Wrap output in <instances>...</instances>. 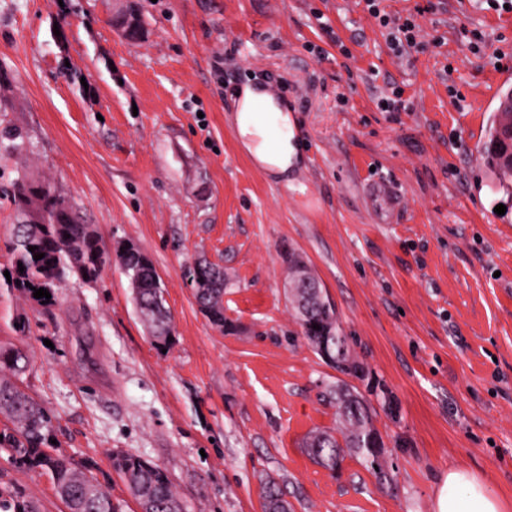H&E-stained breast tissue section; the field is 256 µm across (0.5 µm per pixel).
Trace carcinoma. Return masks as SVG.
Returning a JSON list of instances; mask_svg holds the SVG:
<instances>
[{"label": "carcinoma", "mask_w": 512, "mask_h": 512, "mask_svg": "<svg viewBox=\"0 0 512 512\" xmlns=\"http://www.w3.org/2000/svg\"><path fill=\"white\" fill-rule=\"evenodd\" d=\"M504 124L500 114H495L480 151L481 158L502 185L512 180V169L494 153ZM29 144L26 130L5 118L0 120V158L25 159ZM0 195L14 210V229L8 243L13 255L8 287L29 294L35 288L48 291L63 288L75 277L77 269L87 273L80 282L92 285L98 281L108 264L107 252L99 237L90 232L80 209L57 183L20 175L1 187ZM40 253L45 257L34 259ZM20 264L24 267L22 272L18 268ZM122 271L130 285H138L134 289L137 310L148 324L155 346L168 347L172 318L166 306L165 289L155 281L154 265L137 261ZM190 278L196 302L211 323L220 329L228 326L224 317V270L200 261L190 270ZM299 323L304 338L314 348L320 331H328L330 353L341 373L356 364L357 356L331 302L316 304ZM315 324L321 330L314 329ZM30 363L28 351L21 346L0 349V370L9 371L0 375V416L7 420V425L0 428V452L7 454L14 467L47 477L69 512H120L110 490L51 443L57 432L53 416L17 383ZM326 398L336 407V428L311 433L306 442L308 454L330 471L336 470L345 457H355L379 481H389L391 476L384 470V460L370 447L372 435L378 433L371 401L342 379L328 388ZM112 469L126 484L139 512H184L168 476L149 459L137 454H116L112 456ZM262 500L263 512L290 510L288 501L271 480L262 488ZM0 512H41V507L0 474Z\"/></svg>", "instance_id": "1"}]
</instances>
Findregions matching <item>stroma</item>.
Segmentation results:
<instances>
[{
  "mask_svg": "<svg viewBox=\"0 0 512 512\" xmlns=\"http://www.w3.org/2000/svg\"><path fill=\"white\" fill-rule=\"evenodd\" d=\"M122 0H0V70L30 135V170L54 178L106 250L153 261L174 333L149 337L117 264L42 304L0 286V346L23 345L27 392L59 448L138 512L112 453L167 473L186 512H263L275 481L291 512H432L453 467L512 512V189L480 160L496 88L477 32L512 67V9L486 0H383L425 41L397 59L362 0H139L148 36L109 19ZM81 73L79 91L61 74ZM275 78L296 107L305 164L292 185L256 170L230 129L225 85ZM399 87L408 105L377 101ZM505 214H496L497 205ZM295 253L326 289L367 373L392 480L353 458L314 463L336 425L337 373L302 335L285 291ZM223 268L224 315L201 312L188 271ZM25 330H17V321ZM0 471L66 512L50 482Z\"/></svg>",
  "mask_w": 512,
  "mask_h": 512,
  "instance_id": "obj_1",
  "label": "stroma"
}]
</instances>
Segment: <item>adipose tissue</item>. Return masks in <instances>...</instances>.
Listing matches in <instances>:
<instances>
[{
	"label": "adipose tissue",
	"instance_id": "obj_1",
	"mask_svg": "<svg viewBox=\"0 0 512 512\" xmlns=\"http://www.w3.org/2000/svg\"><path fill=\"white\" fill-rule=\"evenodd\" d=\"M231 132L252 165L268 177L289 180L303 165L301 125L272 80L253 77L231 85ZM434 512H503L475 474L455 467L435 487Z\"/></svg>",
	"mask_w": 512,
	"mask_h": 512
}]
</instances>
